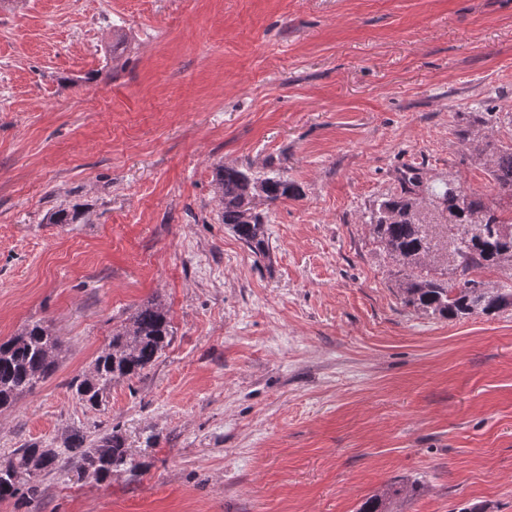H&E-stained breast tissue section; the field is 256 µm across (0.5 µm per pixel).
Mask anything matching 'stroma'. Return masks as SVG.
I'll return each instance as SVG.
<instances>
[{
	"mask_svg": "<svg viewBox=\"0 0 512 512\" xmlns=\"http://www.w3.org/2000/svg\"><path fill=\"white\" fill-rule=\"evenodd\" d=\"M512 0H0V341L56 371L0 410V460L117 431L139 467L0 512H512V311L405 306L370 213L453 180L504 213ZM277 170L258 260L219 165ZM60 209L69 224L50 218ZM173 336L74 396L140 304ZM489 172L496 188L512 197V147L491 154Z\"/></svg>",
	"mask_w": 512,
	"mask_h": 512,
	"instance_id": "stroma-1",
	"label": "stroma"
}]
</instances>
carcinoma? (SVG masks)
I'll return each mask as SVG.
<instances>
[{
    "label": "carcinoma",
    "instance_id": "1",
    "mask_svg": "<svg viewBox=\"0 0 512 512\" xmlns=\"http://www.w3.org/2000/svg\"><path fill=\"white\" fill-rule=\"evenodd\" d=\"M489 172L496 188L512 196V147L491 154ZM401 183V195L382 201L370 223L384 249L407 270L401 283L404 303L451 320L512 309V280L479 292L474 285L483 281L472 276L477 270L497 268L512 259V235L504 237L498 232V226L511 225L512 218L502 217L482 196L467 192L458 182H444L439 189L430 190L433 207L455 218L448 250L458 275L450 281L440 279L418 260L420 255L428 256L431 248L421 211L422 181L410 169L402 173ZM215 186L222 222L255 256H267L268 220L254 200L259 197L274 203L299 195V188L279 172L260 178L226 165L217 166ZM170 336V321L158 303L149 301L137 307L128 324L112 331V350L95 360V380L77 378L72 382L78 399L91 407L99 405L112 382L138 377L150 367L169 344ZM57 347V337L39 321L0 343V409L10 407L21 394L54 373ZM72 460L83 476L98 482L112 478L119 468L139 467L114 430L88 447L80 438L62 448L27 445L0 463V500L19 498L37 506L42 477L64 471ZM390 507L391 496L385 493L366 499L359 512H390Z\"/></svg>",
    "mask_w": 512,
    "mask_h": 512
}]
</instances>
